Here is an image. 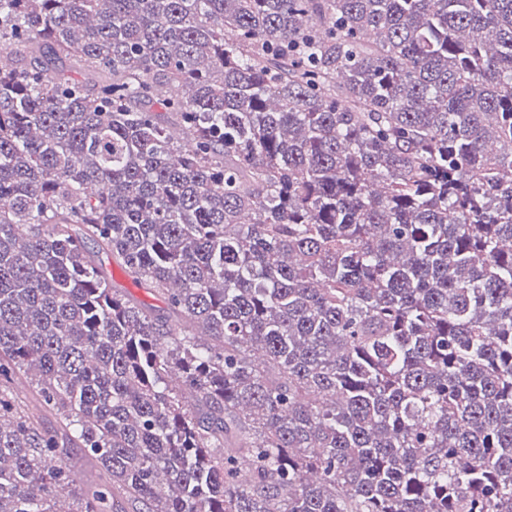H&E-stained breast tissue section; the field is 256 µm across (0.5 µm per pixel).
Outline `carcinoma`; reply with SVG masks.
I'll return each instance as SVG.
<instances>
[{
  "label": "carcinoma",
  "mask_w": 512,
  "mask_h": 512,
  "mask_svg": "<svg viewBox=\"0 0 512 512\" xmlns=\"http://www.w3.org/2000/svg\"><path fill=\"white\" fill-rule=\"evenodd\" d=\"M2 52L0 512H512V0H0ZM99 259L104 271L110 278L112 288H115V290H118L119 292L126 293L137 302L151 307L156 311L162 312L166 308V303L162 295L134 284L121 272L110 255L100 253Z\"/></svg>",
  "instance_id": "carcinoma-1"
}]
</instances>
